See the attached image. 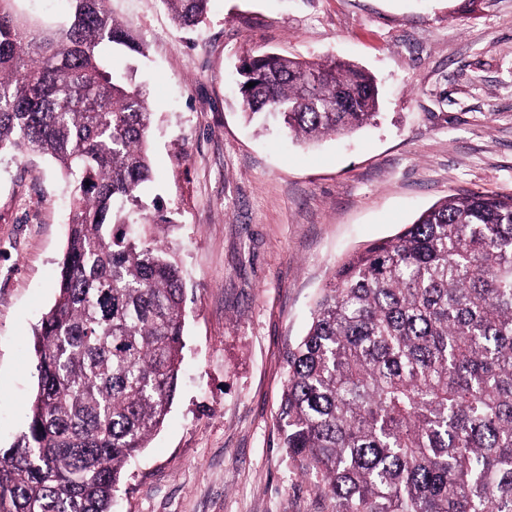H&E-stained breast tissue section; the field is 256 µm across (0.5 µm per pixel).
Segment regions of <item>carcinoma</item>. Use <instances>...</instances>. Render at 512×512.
<instances>
[{
    "label": "carcinoma",
    "mask_w": 512,
    "mask_h": 512,
    "mask_svg": "<svg viewBox=\"0 0 512 512\" xmlns=\"http://www.w3.org/2000/svg\"><path fill=\"white\" fill-rule=\"evenodd\" d=\"M15 2L0 0V153L53 160L71 193L0 512H112L177 392L186 321L182 270L152 231L166 217L123 232L152 180L153 112L101 47L141 45L109 0H65L66 22L43 29ZM162 2L186 29L210 0ZM237 74L242 112L304 144L379 109L374 76L333 57L251 51ZM285 362L283 445L333 512H512V194L463 190L348 256Z\"/></svg>",
    "instance_id": "carcinoma-1"
}]
</instances>
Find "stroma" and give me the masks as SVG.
Returning a JSON list of instances; mask_svg holds the SVG:
<instances>
[{
    "instance_id": "1",
    "label": "stroma",
    "mask_w": 512,
    "mask_h": 512,
    "mask_svg": "<svg viewBox=\"0 0 512 512\" xmlns=\"http://www.w3.org/2000/svg\"><path fill=\"white\" fill-rule=\"evenodd\" d=\"M110 8L145 50L123 59L155 114L142 200L163 205L187 310L177 393L113 512H332L283 446L284 353L347 254L449 194H512V0H211L189 30L161 0ZM259 49L362 66L375 124L311 146L249 124L236 67ZM68 213L53 162L0 155L1 449L37 392Z\"/></svg>"
}]
</instances>
